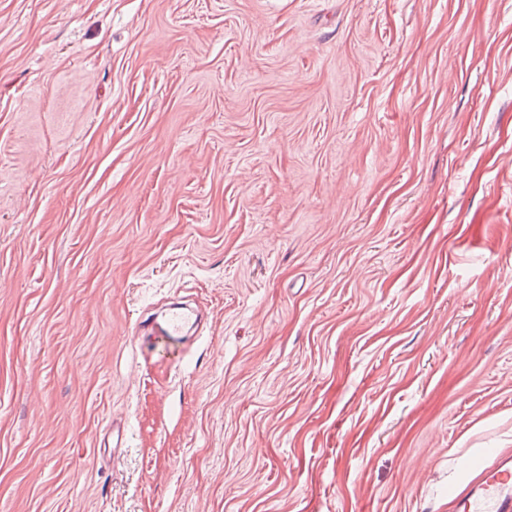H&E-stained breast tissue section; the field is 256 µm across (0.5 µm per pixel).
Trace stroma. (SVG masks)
Listing matches in <instances>:
<instances>
[{
  "label": "stroma",
  "mask_w": 512,
  "mask_h": 512,
  "mask_svg": "<svg viewBox=\"0 0 512 512\" xmlns=\"http://www.w3.org/2000/svg\"><path fill=\"white\" fill-rule=\"evenodd\" d=\"M506 452L512 0H0V512H453ZM197 321L196 313L186 307L171 308L161 323L153 326L148 337L149 345L154 348L160 342L181 343ZM128 439V428L125 421L115 419L106 428L103 444L105 448H112V457L115 458L116 448H127Z\"/></svg>",
  "instance_id": "35a3bbf8"
}]
</instances>
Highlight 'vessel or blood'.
Instances as JSON below:
<instances>
[{"label": "vessel or blood", "mask_w": 512, "mask_h": 512, "mask_svg": "<svg viewBox=\"0 0 512 512\" xmlns=\"http://www.w3.org/2000/svg\"><path fill=\"white\" fill-rule=\"evenodd\" d=\"M197 320L186 307L171 308L161 323L155 324L149 345L178 343ZM456 512H512V458L501 457L479 466V475L455 500Z\"/></svg>", "instance_id": "b4317fda"}]
</instances>
